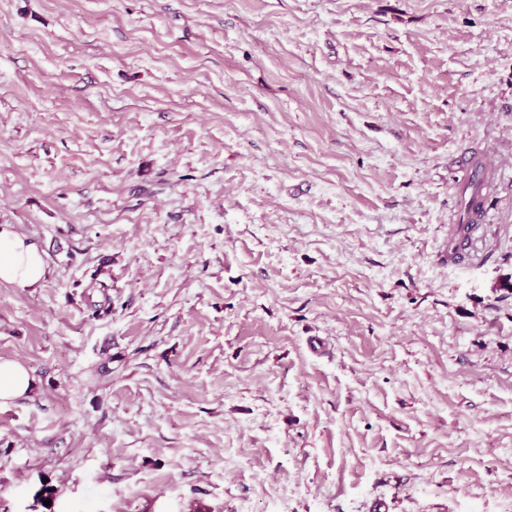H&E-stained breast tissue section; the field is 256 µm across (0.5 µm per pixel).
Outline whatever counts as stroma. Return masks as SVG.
<instances>
[{
    "mask_svg": "<svg viewBox=\"0 0 512 512\" xmlns=\"http://www.w3.org/2000/svg\"><path fill=\"white\" fill-rule=\"evenodd\" d=\"M0 224V512L512 503V0H0ZM458 167L463 173L466 184H472V191H469L466 197L468 213L466 214L465 221H469L471 213L475 208L479 207L482 213L481 217L477 218L478 224H485L487 202L496 193V186L494 183L486 180L484 169L476 164L475 158L470 152L465 151L460 154ZM45 253L11 224L0 225V282L40 288L47 274ZM34 380L18 362L0 361V401H10L28 394Z\"/></svg>",
    "mask_w": 512,
    "mask_h": 512,
    "instance_id": "35a3bbf8",
    "label": "stroma"
}]
</instances>
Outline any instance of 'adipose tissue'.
Instances as JSON below:
<instances>
[{
  "label": "adipose tissue",
  "instance_id": "obj_1",
  "mask_svg": "<svg viewBox=\"0 0 512 512\" xmlns=\"http://www.w3.org/2000/svg\"><path fill=\"white\" fill-rule=\"evenodd\" d=\"M47 274L45 253L18 233L13 225H0V282L15 287H41Z\"/></svg>",
  "mask_w": 512,
  "mask_h": 512
}]
</instances>
